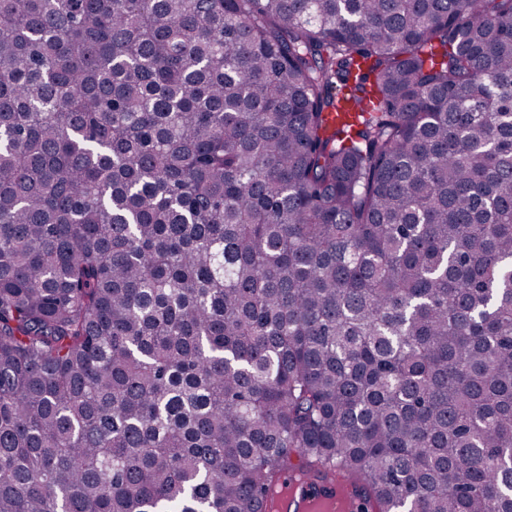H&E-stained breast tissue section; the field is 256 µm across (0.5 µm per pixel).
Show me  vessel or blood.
<instances>
[{"label":"vessel or blood","mask_w":512,"mask_h":512,"mask_svg":"<svg viewBox=\"0 0 512 512\" xmlns=\"http://www.w3.org/2000/svg\"><path fill=\"white\" fill-rule=\"evenodd\" d=\"M363 497L344 472L324 468L291 471L288 479L270 485L266 512H362Z\"/></svg>","instance_id":"b4317fda"}]
</instances>
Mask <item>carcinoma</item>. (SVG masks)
<instances>
[{
    "mask_svg": "<svg viewBox=\"0 0 512 512\" xmlns=\"http://www.w3.org/2000/svg\"><path fill=\"white\" fill-rule=\"evenodd\" d=\"M512 512V0H0V512ZM323 472L296 468L288 480L277 478L269 485L265 499L267 512H359L369 504L358 488L346 479V474L333 468ZM288 484L287 488L284 485ZM278 486L281 487L279 490ZM374 512V510L365 511Z\"/></svg>",
    "mask_w": 512,
    "mask_h": 512,
    "instance_id": "obj_1",
    "label": "carcinoma"
}]
</instances>
